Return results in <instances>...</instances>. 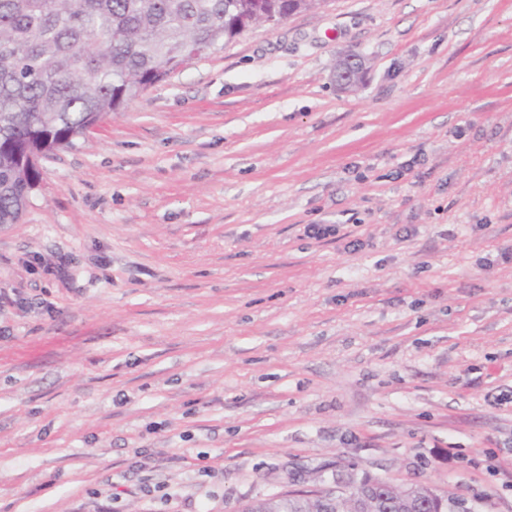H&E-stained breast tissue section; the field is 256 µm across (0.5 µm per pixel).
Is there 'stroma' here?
Listing matches in <instances>:
<instances>
[{"mask_svg": "<svg viewBox=\"0 0 512 512\" xmlns=\"http://www.w3.org/2000/svg\"><path fill=\"white\" fill-rule=\"evenodd\" d=\"M506 251L512 0L245 32L0 224V512H242L354 469L512 512ZM365 70L364 58L354 52L344 54L337 63L335 70L336 85L341 90H352L355 81Z\"/></svg>", "mask_w": 512, "mask_h": 512, "instance_id": "1", "label": "stroma"}]
</instances>
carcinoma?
<instances>
[{
    "label": "carcinoma",
    "mask_w": 512,
    "mask_h": 512,
    "mask_svg": "<svg viewBox=\"0 0 512 512\" xmlns=\"http://www.w3.org/2000/svg\"><path fill=\"white\" fill-rule=\"evenodd\" d=\"M319 0H0V224L21 222L40 168L28 154L72 147L112 113L183 67L288 6ZM374 512L411 507L377 487ZM245 512H338L336 500L270 497Z\"/></svg>",
    "instance_id": "cac0c4a2"
}]
</instances>
